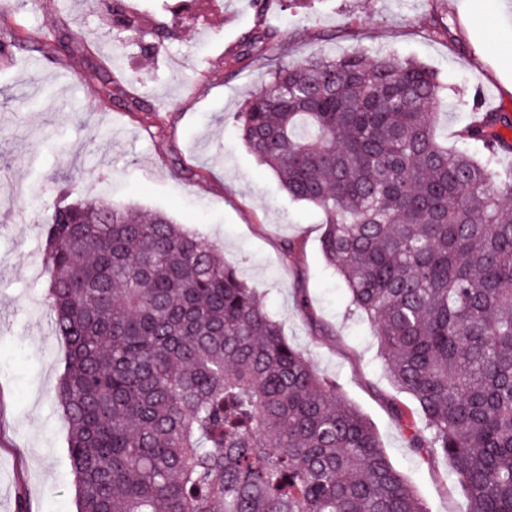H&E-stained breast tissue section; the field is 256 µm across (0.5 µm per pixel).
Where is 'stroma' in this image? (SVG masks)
<instances>
[{"label": "stroma", "instance_id": "35a3bbf8", "mask_svg": "<svg viewBox=\"0 0 512 512\" xmlns=\"http://www.w3.org/2000/svg\"><path fill=\"white\" fill-rule=\"evenodd\" d=\"M145 29L173 36L142 52L112 28L111 0H15L5 28L63 24L58 57L0 55V512H77L67 428L55 402L66 347L46 305L41 240L60 189L162 212L216 245L242 271L289 343L375 426L384 450L428 512H467L441 456L410 448L398 408L412 398L387 377L380 346L354 313L320 247L323 215L292 201L236 133L244 99L268 66L233 67L243 36L277 29L275 57L298 62L361 48L420 62L448 85L436 132L457 145L472 96L512 115V74L499 55L512 41V8L495 34L466 0H183L179 20L152 0H127ZM123 67H112L113 57ZM113 77V94L85 81ZM160 111L162 126L145 119Z\"/></svg>", "mask_w": 512, "mask_h": 512}]
</instances>
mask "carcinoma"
<instances>
[{
	"mask_svg": "<svg viewBox=\"0 0 512 512\" xmlns=\"http://www.w3.org/2000/svg\"><path fill=\"white\" fill-rule=\"evenodd\" d=\"M112 23L144 41L140 14ZM234 62L269 80L237 113L289 198L321 209V250L373 329L409 446L448 460L467 512H512V116L451 150L424 65L355 49ZM53 204L47 303L68 354L56 401L77 512H427L369 422L290 345L242 272L164 213ZM72 201H67V198Z\"/></svg>",
	"mask_w": 512,
	"mask_h": 512,
	"instance_id": "cac0c4a2",
	"label": "carcinoma"
}]
</instances>
